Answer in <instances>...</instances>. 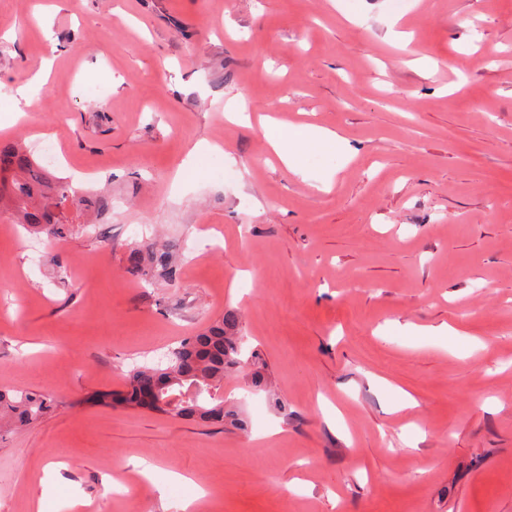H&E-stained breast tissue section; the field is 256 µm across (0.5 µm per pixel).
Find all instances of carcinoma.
<instances>
[{"mask_svg": "<svg viewBox=\"0 0 512 512\" xmlns=\"http://www.w3.org/2000/svg\"><path fill=\"white\" fill-rule=\"evenodd\" d=\"M2 200L10 206L13 223L43 229L58 239L68 237L73 223L67 203L76 210L83 204L69 182L53 177L17 141L0 142ZM124 270L139 281L149 283L161 278L176 286V246L137 244L124 255ZM240 354L239 315L227 310L221 318L170 348L166 367L137 366L127 374L124 390L99 393L95 401L141 409L142 397L152 392L154 404L149 411L153 413L211 423L215 409L221 408L241 428L244 423L237 411L224 406V375L244 366ZM55 406L54 398L39 390H0V431L31 425Z\"/></svg>", "mask_w": 512, "mask_h": 512, "instance_id": "obj_1", "label": "carcinoma"}]
</instances>
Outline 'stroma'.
I'll list each match as a JSON object with an SVG mask.
<instances>
[{"instance_id":"stroma-1","label":"stroma","mask_w":512,"mask_h":512,"mask_svg":"<svg viewBox=\"0 0 512 512\" xmlns=\"http://www.w3.org/2000/svg\"><path fill=\"white\" fill-rule=\"evenodd\" d=\"M44 60L0 140L48 138L86 210L64 240L0 215V388L57 402L0 440V512H512V0H0V83ZM261 114L357 155L299 178ZM138 227L178 287L125 273ZM228 309L267 366L224 378L246 430L94 403ZM48 67H49V62L43 61L41 66L38 68L37 72L31 79V81L24 86L18 87L16 89V93L12 94L8 97L10 99V101L12 102L13 111L15 113L14 114L15 119L17 117L23 115L25 112L23 110V108L21 107L22 100L25 101L26 105H30L32 96H33L34 87L37 86L44 79V76L48 70Z\"/></svg>"}]
</instances>
